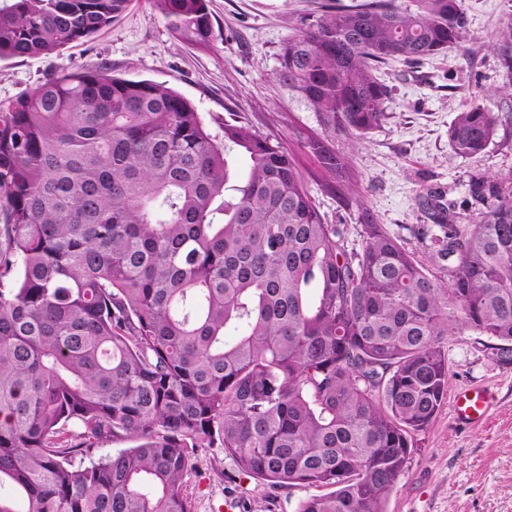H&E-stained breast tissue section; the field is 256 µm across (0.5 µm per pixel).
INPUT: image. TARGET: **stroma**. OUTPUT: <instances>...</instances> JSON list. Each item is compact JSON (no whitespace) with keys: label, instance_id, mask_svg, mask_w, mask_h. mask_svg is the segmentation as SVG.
I'll return each mask as SVG.
<instances>
[{"label":"stroma","instance_id":"1","mask_svg":"<svg viewBox=\"0 0 512 512\" xmlns=\"http://www.w3.org/2000/svg\"><path fill=\"white\" fill-rule=\"evenodd\" d=\"M328 0H209L210 46L179 42L154 0H130L126 11L87 42L50 55L0 60V103L6 104L56 74L102 67L129 79L166 83L206 119L235 118L252 132L282 143L306 171L307 188L327 223L346 229L355 247L373 223L447 280L448 265L431 258L420 225L433 223L424 199L454 205L474 217L485 204L470 195L475 177L512 173V41L500 36L512 22V0H462L467 31L448 53L419 61L391 58L375 74L390 91L383 123L355 144L331 138L349 159L355 191L339 194L305 143L324 130L276 81L283 42L315 19ZM481 104L501 122L480 155H457L448 128L458 113ZM449 389L486 387L493 394L489 421L455 422L442 402L433 422L413 437L405 472L387 502L388 512H512V352L500 341L467 331L447 337ZM187 494L192 512H296L314 490L273 487L240 475L222 449L190 450Z\"/></svg>","mask_w":512,"mask_h":512}]
</instances>
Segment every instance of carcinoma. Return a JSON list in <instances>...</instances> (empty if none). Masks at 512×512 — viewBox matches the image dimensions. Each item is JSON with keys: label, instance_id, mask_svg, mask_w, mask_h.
I'll return each instance as SVG.
<instances>
[{"label": "carcinoma", "instance_id": "carcinoma-1", "mask_svg": "<svg viewBox=\"0 0 512 512\" xmlns=\"http://www.w3.org/2000/svg\"><path fill=\"white\" fill-rule=\"evenodd\" d=\"M155 2L209 45L207 0ZM127 3L16 0L0 59L85 42ZM461 3L327 5L276 81L359 143L385 118L374 64L460 43ZM500 122L475 105L449 142L478 155ZM321 160L351 191L348 159ZM471 193L491 201L476 221L426 201L443 282L378 224L347 249L294 153L165 83L83 68L1 105L0 512H192L187 449L214 447L273 487L329 489L298 512H386L448 394L445 337L512 343V177ZM118 437L138 444L92 457Z\"/></svg>", "mask_w": 512, "mask_h": 512}]
</instances>
